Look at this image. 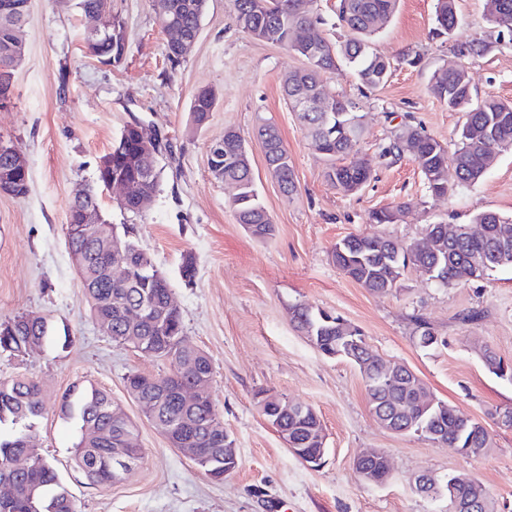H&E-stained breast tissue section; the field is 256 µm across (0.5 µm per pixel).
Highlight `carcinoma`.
<instances>
[{
    "label": "carcinoma",
    "instance_id": "obj_1",
    "mask_svg": "<svg viewBox=\"0 0 512 512\" xmlns=\"http://www.w3.org/2000/svg\"><path fill=\"white\" fill-rule=\"evenodd\" d=\"M312 0H232L237 26L258 39L272 28L277 34L274 41L287 51L304 58L306 68L289 73L288 82L314 94L330 97L327 78L349 68L363 85L374 90L385 83L389 72L380 64L381 56L371 50V40L391 20L398 0H338L337 19L350 32L343 41L332 42L320 37V46L311 54L290 45L294 30L298 27H317L310 8ZM501 8L494 25L512 33V0H499ZM19 8L0 11V69L13 70L24 56L23 42L19 36L21 28L29 18L25 0H16ZM165 14H157L162 30L170 23L180 24L191 38L200 33L202 15L199 0H164ZM436 20L446 34H451L459 23L455 0H436ZM89 52L102 62L118 65L125 52L112 51L103 54L94 39H87ZM463 68L450 64L434 72L430 90L449 108L465 114L458 133V144L453 153L437 140L416 129H406L398 136L400 148L412 147L409 154L420 168L427 192L440 197L446 191L439 189L448 183L443 173L448 163H453L457 182L460 185L479 181L488 171L486 159L497 155L504 148L512 147V102L493 97L477 100L454 93L461 79ZM350 112H298V118L307 129L312 145L323 152L328 160L325 178L343 193H353L371 175H363L353 163L346 161V154L361 139L364 132V114L358 111L354 101H348ZM213 102L208 100L205 90L194 96L190 112L196 125L205 123ZM125 141L112 155L114 169L129 176L135 183L133 193L120 201V208L139 215L150 204L159 190V178H141L135 167L140 151L146 145L135 138L130 127H125ZM263 142L266 163L272 166L283 193L295 191L293 163L279 162L283 142L277 130L263 126L258 131ZM243 140L224 139L210 149L208 166L217 181H234L240 185L232 207L238 223L254 227L253 235L267 237L274 228L268 211L259 197L252 178L250 160L231 162L229 158L239 154ZM475 223L485 226L481 237H448V225L430 224L424 234L430 246L410 254L403 251V244L383 236L349 235L337 242L339 248L332 251L336 267L345 276L368 291L387 294L394 291V283L409 268L433 269L431 277L442 284L468 281L483 277L487 271L498 267H512V219L494 212H484ZM127 244L122 257L125 274L110 279L97 276L98 269L115 262L116 257L104 255L90 236L66 237L69 253H81L91 265L86 273L83 287L90 309L98 317L112 319V338L117 340L129 333L130 326L125 311L140 304H154L164 311L161 323L145 325L138 334L148 338L140 354L147 358L175 357L170 372L152 376L133 372L126 377L130 386L141 396L155 400V418L183 428L174 433L182 441V447L196 449L195 463L205 472L214 471V461L224 457V424L212 425L217 412L213 402L205 400L193 408L181 405L176 395L180 387L192 384L196 378L194 366L190 364L191 351L175 343L183 335V321L179 309L167 305L171 293L166 277L156 284H147L140 278V268L147 263L146 252L123 231ZM292 321L307 340L319 352L329 358L345 350L347 342L359 338L363 331L340 315L316 309L309 305L291 308ZM419 346L437 348L446 345L430 324L422 319L416 321ZM38 342L52 338L46 319L31 322L29 335L11 334V330L0 323V352L21 355L26 352L28 337ZM482 356L490 372L500 378L512 379V363L497 357L495 352L484 347ZM418 378L399 377L397 390L387 395L374 389L367 382L365 387L371 407L378 420L386 412H396L397 403L405 396L415 394ZM112 397L104 390L90 387H73L64 396L61 410L74 415L83 434L80 435L73 452L74 467L92 484L110 486L116 482V463L121 459L135 469L143 459V449L134 446L122 447V437L135 430L128 419H117L109 412ZM45 405L37 383L27 378L0 381V481L15 486V495L7 504L0 503V512H76L75 504L66 487L59 481L54 467L30 447V432L37 418L41 417ZM414 418L411 432L424 427L431 431L427 438L447 445L461 454L479 457L492 447L487 429L477 420L448 407V404L432 399L424 405H411ZM279 426L288 430V438L297 448L318 450L323 444L322 424L316 411L309 405L282 410L277 415ZM32 456L30 469L16 473L9 468L11 458L17 454Z\"/></svg>",
    "mask_w": 512,
    "mask_h": 512
}]
</instances>
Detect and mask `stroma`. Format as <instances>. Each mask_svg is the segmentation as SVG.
I'll return each mask as SVG.
<instances>
[{
	"mask_svg": "<svg viewBox=\"0 0 512 512\" xmlns=\"http://www.w3.org/2000/svg\"><path fill=\"white\" fill-rule=\"evenodd\" d=\"M487 2L456 0L460 23L445 35L435 23V0H399L371 44L393 64L387 82L369 91L348 70L329 79L332 93L351 98L364 112L365 133L353 154L374 169L360 190L344 194L326 181V160L282 93L284 73L303 67L304 59L238 29L231 0H208L196 44L176 65L167 58L152 0H111L126 40L116 66L90 54L86 38L93 21L76 0H32L12 103L0 110V139L24 152L30 174L25 197L0 194V322L42 316L72 344L0 353V380L25 377L40 386L45 411L32 443L56 468L78 512H448L447 496L416 491L414 478L421 473L468 476L489 490L497 512H512V428L495 418L496 411L512 409V380L490 373L481 359L488 346L512 362V268L449 285L412 270L398 291L378 295L332 260L336 242L349 235L409 244L430 224H467L484 211L512 218V148L500 152L481 180L440 199L429 196L409 154L381 155L408 127L453 148L464 116L435 98L430 82L455 44L486 40L488 51L465 62L471 85L479 96L512 101V35L488 22ZM203 88L215 90L218 101L199 126L190 106ZM134 122L160 142L159 191L139 215L121 210L107 190L100 194L101 209L109 223L133 226L170 283L186 344L211 360L209 394L239 461L221 481L172 448L128 395L130 372L163 375L170 362L143 357L100 331L66 246L74 189L95 184L100 158ZM265 124L277 127L292 158L294 193L284 194L266 168L258 136ZM229 127L245 140L274 224L268 238L237 223L232 188L210 174L209 150ZM396 205L405 208L397 221L371 222L373 211ZM188 255L196 267L189 283L181 277ZM294 304L359 326L386 363L407 366L438 399L480 421L492 449L466 456L383 428L358 368L316 350L291 321ZM471 311L477 320L464 321ZM419 319L432 325L444 346H419ZM75 385L106 390L138 426L143 461L107 488L89 484L73 466L79 426L60 413L59 403ZM265 390L315 409L326 448L319 466L292 455L264 418L259 401ZM370 450L389 461L385 485L364 483L355 472L357 456Z\"/></svg>",
	"mask_w": 512,
	"mask_h": 512,
	"instance_id": "stroma-1",
	"label": "stroma"
}]
</instances>
